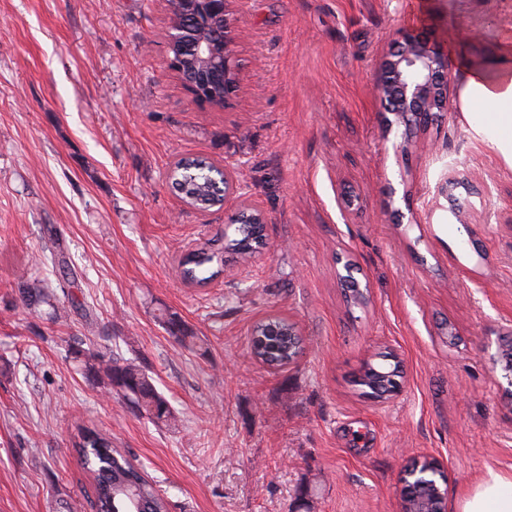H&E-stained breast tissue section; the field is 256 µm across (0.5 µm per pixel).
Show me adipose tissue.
<instances>
[{"label": "adipose tissue", "instance_id": "obj_1", "mask_svg": "<svg viewBox=\"0 0 512 512\" xmlns=\"http://www.w3.org/2000/svg\"><path fill=\"white\" fill-rule=\"evenodd\" d=\"M460 97L474 136L512 167V48H505L494 71L465 65ZM462 512H512V479L490 476L465 502Z\"/></svg>", "mask_w": 512, "mask_h": 512}]
</instances>
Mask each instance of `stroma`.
I'll list each match as a JSON object with an SVG mask.
<instances>
[{"instance_id": "obj_1", "label": "stroma", "mask_w": 512, "mask_h": 512, "mask_svg": "<svg viewBox=\"0 0 512 512\" xmlns=\"http://www.w3.org/2000/svg\"><path fill=\"white\" fill-rule=\"evenodd\" d=\"M229 7L241 82L218 108L167 67L165 0H0V512H92L81 424L129 452L170 512H401L402 471L427 456L461 512L489 475L512 478V391L493 373L512 326V167L455 95L409 135L386 130L375 84L406 31L453 76L495 68L512 0ZM187 157L233 169L268 220L267 247L203 287L179 262L221 241L238 201L186 205L170 172ZM349 262L364 301L339 279ZM269 316L304 341L279 370L249 347ZM87 347L137 361L174 420L110 392ZM390 350L402 389L368 399L354 378ZM163 325L168 333L184 348L193 349L200 339L174 314L163 317Z\"/></svg>"}]
</instances>
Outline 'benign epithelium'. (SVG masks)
I'll use <instances>...</instances> for the list:
<instances>
[{
  "label": "benign epithelium",
  "mask_w": 512,
  "mask_h": 512,
  "mask_svg": "<svg viewBox=\"0 0 512 512\" xmlns=\"http://www.w3.org/2000/svg\"><path fill=\"white\" fill-rule=\"evenodd\" d=\"M229 0H203L207 19L224 25V44L216 48L202 41L191 42V51L198 61L193 77L186 78L182 61L184 57L168 56V67L177 73L192 99L199 104H210L213 98L211 82L218 78L224 84V105H229L238 89L239 72L232 46L235 30L228 17ZM453 78L448 71L444 53L430 46L421 37L408 34L398 42L383 62L376 91L384 111L391 114L385 119L386 127L405 124L417 112H445L448 109V87ZM241 187L229 168H224V197L240 198L238 212L245 215L249 224H265L267 218L240 193ZM447 475L444 466L435 458L427 459V468L411 470L407 477L426 481Z\"/></svg>",
  "instance_id": "1"
}]
</instances>
